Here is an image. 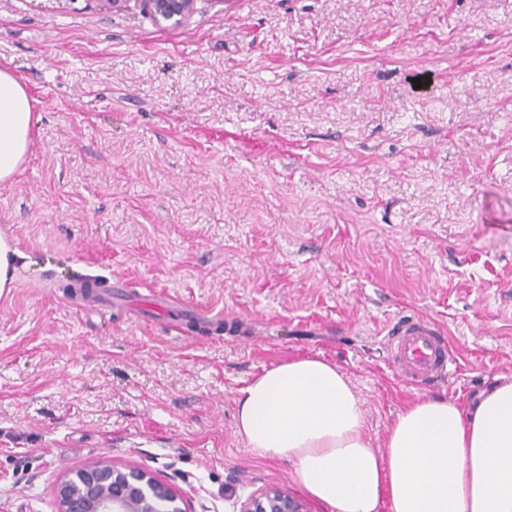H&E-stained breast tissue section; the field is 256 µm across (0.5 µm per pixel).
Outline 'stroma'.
Returning a JSON list of instances; mask_svg holds the SVG:
<instances>
[{
    "label": "stroma",
    "mask_w": 512,
    "mask_h": 512,
    "mask_svg": "<svg viewBox=\"0 0 512 512\" xmlns=\"http://www.w3.org/2000/svg\"><path fill=\"white\" fill-rule=\"evenodd\" d=\"M0 67L33 112L0 183L6 512H57L103 457L193 512L302 495L235 428L239 389L293 357L348 377L377 451L417 399L512 379V0H197L180 26L141 0H0ZM119 276V305L80 291ZM159 291L197 308L185 335ZM404 315L445 331L451 378L396 375ZM19 252L2 235L0 236V295L9 292L14 284L15 263Z\"/></svg>",
    "instance_id": "obj_1"
}]
</instances>
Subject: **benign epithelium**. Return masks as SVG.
I'll list each match as a JSON object with an SVG mask.
<instances>
[{"label":"benign epithelium","instance_id":"obj_1","mask_svg":"<svg viewBox=\"0 0 512 512\" xmlns=\"http://www.w3.org/2000/svg\"><path fill=\"white\" fill-rule=\"evenodd\" d=\"M196 0H142L158 23H186ZM236 512H309L300 497L277 486H266L238 502ZM57 512H191L179 489L146 468L102 458L63 479Z\"/></svg>","mask_w":512,"mask_h":512}]
</instances>
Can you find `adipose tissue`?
Here are the masks:
<instances>
[{
	"label": "adipose tissue",
	"mask_w": 512,
	"mask_h": 512,
	"mask_svg": "<svg viewBox=\"0 0 512 512\" xmlns=\"http://www.w3.org/2000/svg\"><path fill=\"white\" fill-rule=\"evenodd\" d=\"M33 112L0 68V183L23 163ZM236 432L258 454L285 458L332 512H512V380L463 407L425 397L400 411L378 455L347 377L319 356L264 369L238 392Z\"/></svg>",
	"instance_id": "adipose-tissue-1"
}]
</instances>
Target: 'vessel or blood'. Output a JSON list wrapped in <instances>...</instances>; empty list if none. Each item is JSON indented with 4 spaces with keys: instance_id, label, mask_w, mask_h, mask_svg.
Instances as JSON below:
<instances>
[{
    "instance_id": "vessel-or-blood-1",
    "label": "vessel or blood",
    "mask_w": 512,
    "mask_h": 512,
    "mask_svg": "<svg viewBox=\"0 0 512 512\" xmlns=\"http://www.w3.org/2000/svg\"><path fill=\"white\" fill-rule=\"evenodd\" d=\"M390 363L397 376L414 385L452 375L457 359L440 327L414 317L397 322L389 332Z\"/></svg>"
}]
</instances>
